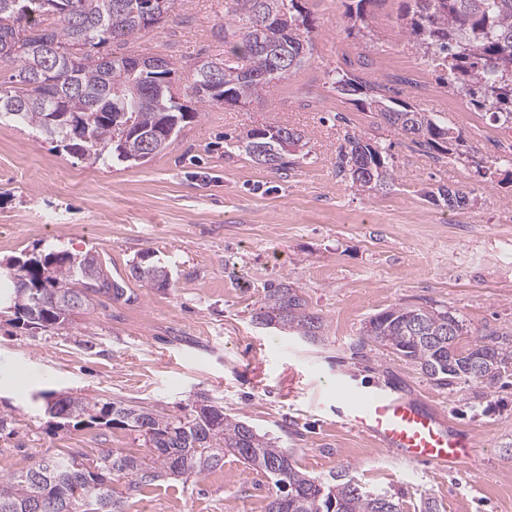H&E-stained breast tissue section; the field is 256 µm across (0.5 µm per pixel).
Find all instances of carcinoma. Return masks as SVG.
I'll return each instance as SVG.
<instances>
[{
    "mask_svg": "<svg viewBox=\"0 0 512 512\" xmlns=\"http://www.w3.org/2000/svg\"><path fill=\"white\" fill-rule=\"evenodd\" d=\"M146 0H0V59L20 62L0 83V117H9L62 144L68 152L93 161L120 156L141 164L153 157L149 142L164 125L180 128L193 117L179 103L172 63L158 71H134L133 55H103L114 41L128 42L169 19L177 0H154L157 16L143 18ZM228 12L238 22L237 41L224 55L205 63L221 67V81L211 85L193 68L191 91L200 103L244 104L283 80L277 73L281 56L298 69L313 50L314 25L302 0H229ZM356 0L345 12L347 30L368 27L366 5ZM259 5L269 20L276 46L258 47L250 30V12ZM409 43L434 67L447 72L449 88L471 97L476 106L512 128V0H412L401 15ZM55 50L53 77L39 75L47 47ZM332 88L360 96L369 112L398 127L411 142L442 160L449 145L461 146L462 135L432 112L393 106L384 87L344 70H336ZM252 128L237 138L256 163L274 169L292 164L288 153ZM336 170L351 187L377 191L395 180L385 151L365 137L345 131L337 148ZM448 207L468 204V193L438 188ZM131 276L152 288L170 286L166 267L140 261ZM0 282L9 293L14 321L49 331L93 307L101 296H119L121 286L103 273L98 251L74 255L60 248L29 258L0 261ZM258 325L304 338H314L323 320L311 312L300 291L284 282L264 288L251 316ZM464 320L446 305L396 307L373 317L355 344L362 351L380 345L408 361L438 385L456 379L496 382L512 376V336L480 337L463 346ZM43 413L60 425L85 422L121 428L142 439L148 454L113 450L84 462L74 456H51L25 472L0 476V512H121L112 482L126 480V493L169 479L187 481L224 463L230 454L250 470L268 476L277 492L266 512H402L396 496L370 491L344 469L327 478L302 471L288 450L268 434L258 433L242 417L224 412L202 396L179 414L156 406H129L73 394L43 393Z\"/></svg>",
    "mask_w": 512,
    "mask_h": 512,
    "instance_id": "obj_1",
    "label": "carcinoma"
}]
</instances>
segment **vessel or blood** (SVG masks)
I'll return each mask as SVG.
<instances>
[{
	"label": "vessel or blood",
	"instance_id": "1",
	"mask_svg": "<svg viewBox=\"0 0 512 512\" xmlns=\"http://www.w3.org/2000/svg\"><path fill=\"white\" fill-rule=\"evenodd\" d=\"M340 416L401 461L443 471L466 461V442L456 426L425 402L397 390L362 394Z\"/></svg>",
	"mask_w": 512,
	"mask_h": 512
}]
</instances>
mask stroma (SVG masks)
Here are the masks:
<instances>
[{
  "label": "stroma",
  "mask_w": 512,
  "mask_h": 512,
  "mask_svg": "<svg viewBox=\"0 0 512 512\" xmlns=\"http://www.w3.org/2000/svg\"><path fill=\"white\" fill-rule=\"evenodd\" d=\"M315 25L306 63L270 92L207 106L189 90L192 66L223 54L235 23L225 0H178L169 20L109 54L162 57L194 116L166 150L141 165L68 153L27 126L0 119V260L53 246L96 250L127 297L100 298L70 325L42 331L0 313V476L44 456L98 459L144 453L134 433L84 424L58 429L43 391L157 406L173 414L205 394L225 412L277 436L314 476L351 468L361 483L394 493L402 512L432 498L440 512H512V381L440 387L389 351L352 350L370 317L391 307L444 304L470 337L512 334V168L486 135L512 132L453 92L447 74L412 50L401 27L407 0H370L368 26L347 33L346 0H303ZM360 70L391 97L439 112L465 139L464 159L419 151L397 127L332 89L328 73ZM283 125L307 144L282 171L234 143L252 128ZM386 148L396 179L372 194L336 174L345 130ZM496 166L493 179L484 169ZM467 191L470 202L433 203L427 190ZM153 253L172 272L158 291L129 266ZM299 288L324 321V339L252 323L268 282ZM398 388L435 405L478 448L458 471L411 465L344 425L352 393ZM275 488L237 458L199 478L125 495L123 512H265Z\"/></svg>",
  "instance_id": "stroma-1"
}]
</instances>
